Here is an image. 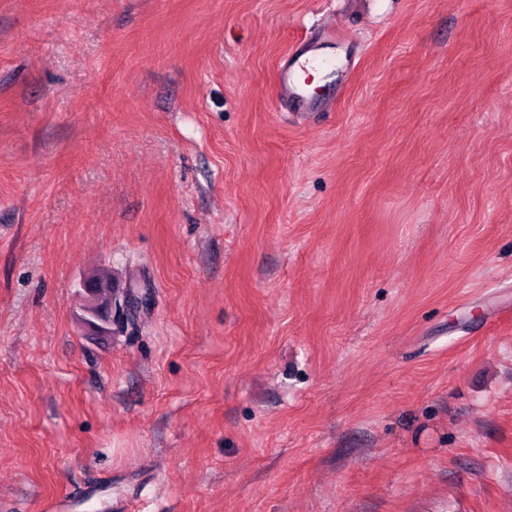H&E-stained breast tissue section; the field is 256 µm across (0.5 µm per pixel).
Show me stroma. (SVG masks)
Segmentation results:
<instances>
[{
    "label": "stroma",
    "mask_w": 512,
    "mask_h": 512,
    "mask_svg": "<svg viewBox=\"0 0 512 512\" xmlns=\"http://www.w3.org/2000/svg\"><path fill=\"white\" fill-rule=\"evenodd\" d=\"M65 493L512 512V0H0V504Z\"/></svg>",
    "instance_id": "obj_1"
}]
</instances>
